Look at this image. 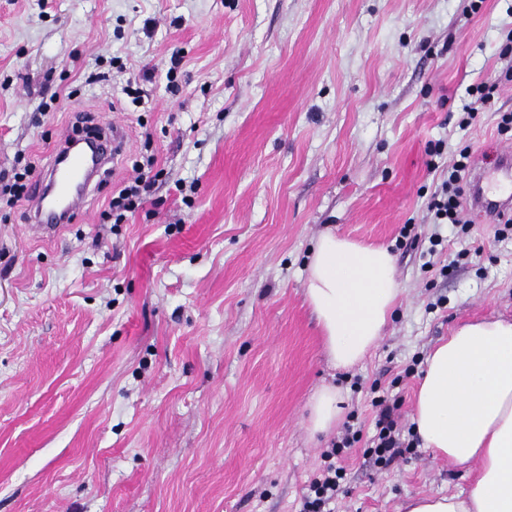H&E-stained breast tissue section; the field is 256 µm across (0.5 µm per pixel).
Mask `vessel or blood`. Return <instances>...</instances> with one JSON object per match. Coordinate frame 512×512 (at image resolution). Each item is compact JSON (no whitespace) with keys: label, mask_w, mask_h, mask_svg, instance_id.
<instances>
[{"label":"vessel or blood","mask_w":512,"mask_h":512,"mask_svg":"<svg viewBox=\"0 0 512 512\" xmlns=\"http://www.w3.org/2000/svg\"><path fill=\"white\" fill-rule=\"evenodd\" d=\"M98 166L97 160L69 143L59 145L45 172L46 183L30 203V224L37 235L53 237L85 207ZM471 202L485 216L512 208L511 153L500 155L493 173H474Z\"/></svg>","instance_id":"b4317fda"}]
</instances>
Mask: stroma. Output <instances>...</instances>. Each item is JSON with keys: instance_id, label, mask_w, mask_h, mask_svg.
<instances>
[{"instance_id": "stroma-1", "label": "stroma", "mask_w": 512, "mask_h": 512, "mask_svg": "<svg viewBox=\"0 0 512 512\" xmlns=\"http://www.w3.org/2000/svg\"><path fill=\"white\" fill-rule=\"evenodd\" d=\"M469 5L0 0V173L34 163L40 187L83 110L127 142L56 237L30 233L25 201L0 219V512H298L331 462L335 512L468 486L424 448L384 468L368 447L373 389L410 426L431 348L466 320L512 317V234L473 210L465 226L428 215L460 149L490 172L512 144L496 111L459 124L512 28V0ZM129 84L142 102L125 112ZM45 91L56 111H39ZM150 154L164 177L113 224L112 193ZM327 229L388 247L402 288L348 370L329 365L304 298ZM326 384L362 429L332 461L305 425Z\"/></svg>"}]
</instances>
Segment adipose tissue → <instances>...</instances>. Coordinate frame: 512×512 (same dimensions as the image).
I'll list each match as a JSON object with an SVG mask.
<instances>
[{
	"label": "adipose tissue",
	"mask_w": 512,
	"mask_h": 512,
	"mask_svg": "<svg viewBox=\"0 0 512 512\" xmlns=\"http://www.w3.org/2000/svg\"><path fill=\"white\" fill-rule=\"evenodd\" d=\"M306 298L330 365L348 370L379 340L401 288L392 253L323 231L306 267ZM343 395L320 387L309 404L311 436H329ZM435 457L477 471L455 494L408 496L401 512H512V322L456 328L429 352L411 415Z\"/></svg>",
	"instance_id": "adipose-tissue-1"
}]
</instances>
